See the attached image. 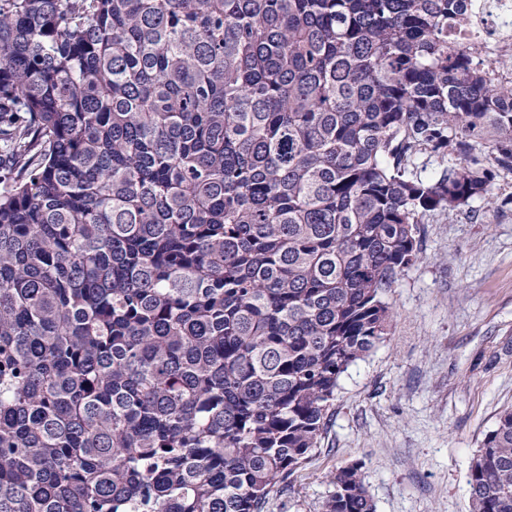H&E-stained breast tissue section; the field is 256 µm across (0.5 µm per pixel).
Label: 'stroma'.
<instances>
[{"label":"stroma","instance_id":"stroma-1","mask_svg":"<svg viewBox=\"0 0 512 512\" xmlns=\"http://www.w3.org/2000/svg\"><path fill=\"white\" fill-rule=\"evenodd\" d=\"M419 222L388 336L343 374L318 448L263 512H322L331 474L358 460L376 512H471L472 459L512 407V171Z\"/></svg>","mask_w":512,"mask_h":512}]
</instances>
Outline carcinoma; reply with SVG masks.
<instances>
[{"label": "carcinoma", "instance_id": "carcinoma-1", "mask_svg": "<svg viewBox=\"0 0 512 512\" xmlns=\"http://www.w3.org/2000/svg\"><path fill=\"white\" fill-rule=\"evenodd\" d=\"M462 2L0 0V512H262L418 217L512 171ZM362 468L323 512H375ZM468 485L512 512V409ZM457 163L454 156L448 155V158L442 159L440 157L430 155L426 151L416 154L413 158L410 167L414 173L421 174L422 177L430 178L436 176L444 167H451Z\"/></svg>", "mask_w": 512, "mask_h": 512}]
</instances>
